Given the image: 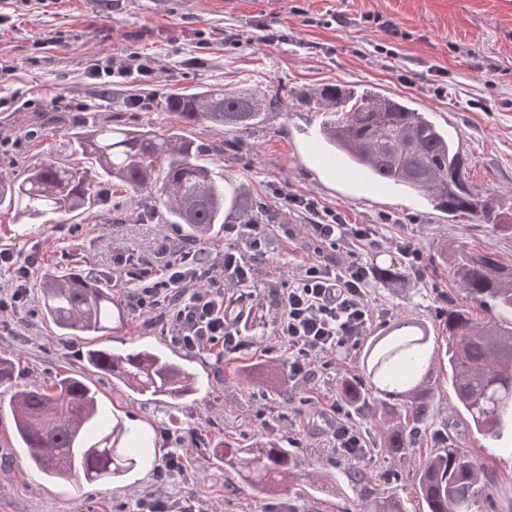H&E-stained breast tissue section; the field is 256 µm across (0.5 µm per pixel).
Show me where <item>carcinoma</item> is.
Segmentation results:
<instances>
[{
  "label": "carcinoma",
  "instance_id": "cac0c4a2",
  "mask_svg": "<svg viewBox=\"0 0 512 512\" xmlns=\"http://www.w3.org/2000/svg\"><path fill=\"white\" fill-rule=\"evenodd\" d=\"M313 99L304 98L309 105ZM325 109L324 140L360 172L381 184H397L423 193L433 207L453 215L466 213L481 224L499 223V203L469 181L467 159L460 147L433 123L428 113L369 86H328L315 102ZM161 112L176 114L185 127L210 123L246 131L267 112L280 108L277 95L251 91L226 92L218 86H197L169 92L154 100ZM69 135L74 152L88 166L48 160L22 180L0 178V206L7 205L30 224L51 216L66 224L76 212L100 204L103 186L139 199L137 211L124 222L151 220L178 228L201 240L224 231V173L199 161L214 147L198 143L185 131L166 135L124 122H73ZM243 224H258L261 206L245 198L236 203ZM455 279L467 298L490 312L481 323L469 310L448 303L442 311L448 346L427 348L428 333L415 321L401 320L369 346V379L340 382L341 397L356 411L370 404L372 380L388 426L383 451L403 456L425 433L434 442L431 457L419 470L417 490L424 512H474L480 499L495 493L486 469L456 444L452 424L431 427L438 388L437 373L450 370L466 425L476 433L500 439L512 428V267L490 255L455 248L450 253ZM41 315L63 336L110 333L122 311L98 277L87 271L46 270L36 298ZM86 363L139 395L182 400L198 390V375L188 362L137 340L122 351L90 349ZM18 365L0 357V386L11 391L9 406L15 434L30 465L52 482L82 477L88 483L116 482L133 469L147 448L149 436L103 413L98 392L81 375H66L51 385L17 382ZM212 456L225 466L246 472L245 482L258 495L279 492L294 498L297 462L282 442L268 438L251 446L230 448L220 439ZM361 484L365 512H408L395 496H372Z\"/></svg>",
  "mask_w": 512,
  "mask_h": 512
}]
</instances>
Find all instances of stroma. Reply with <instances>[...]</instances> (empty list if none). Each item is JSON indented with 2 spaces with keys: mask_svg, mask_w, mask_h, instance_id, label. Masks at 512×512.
Listing matches in <instances>:
<instances>
[{
  "mask_svg": "<svg viewBox=\"0 0 512 512\" xmlns=\"http://www.w3.org/2000/svg\"><path fill=\"white\" fill-rule=\"evenodd\" d=\"M0 14L9 18L0 26V138L10 142L0 149V175L9 178L49 159L78 161L66 132L72 113L59 108L62 100L92 106V119L127 120L160 133L178 127L174 114L128 113L126 101L180 85H218L275 93L282 103L246 133L206 123L188 130L197 142L224 146V153H206L205 162L223 169L235 196L264 203L270 225L267 252L255 261L256 285L237 302L245 315L246 345L234 354L218 345L196 352L203 386L192 399L150 401L88 373L83 355L92 347L117 349L136 338L168 355L179 351L157 313L131 310L134 286L112 258L153 257L165 240L173 258L195 253L219 265L225 248L245 251L244 240L220 235L187 242L171 226L115 223V207L134 206L119 190L66 224L26 226L14 211L0 208V250L34 261L30 296L0 313V356L15 358L26 381L48 384L64 374H87L106 413L152 438L148 453L121 482L51 483L31 467L8 408L0 407V512H137L150 490L194 497L204 512H288L287 496L244 491L234 471L216 464L206 448L214 438L237 444L283 440L301 462L299 512H358L360 492L350 481L355 467L373 492L398 496L408 512H420L415 475L432 452L429 438L407 458L388 457L377 449L384 432L378 410L355 413L337 384L368 376L367 346L388 324L419 321L442 347L447 337L441 311L447 303L465 306L478 321L488 319L467 300L445 250L463 247L512 263V0H0ZM133 52L153 59L157 82L120 79L103 85L86 78L92 60L120 64ZM336 85H370L428 112L460 143L471 182L509 203L500 223L444 214L416 192H380L368 181L348 182L321 169L307 145L325 114L301 99ZM32 126L39 127L38 137H28ZM280 190L342 211L348 223L371 225L377 240L373 246L350 238L341 242L340 260L358 261L373 272L371 319L362 336L338 347L304 383L288 379L290 350L275 334L276 310L267 298L269 289L286 287L296 277L312 248L305 216L280 205ZM403 242L420 250V268L399 253ZM49 267L97 274L125 310L122 326L105 336L60 335L35 305L34 293ZM384 268L394 269V278H378ZM334 419L360 434V460L338 452L325 429ZM459 443L498 487L483 512H512V457L467 429ZM173 450L182 456V470L158 483L155 472ZM322 471L335 476L336 492H310V480ZM389 472L398 473V480L384 482Z\"/></svg>",
  "mask_w": 512,
  "mask_h": 512,
  "instance_id": "1",
  "label": "stroma"
}]
</instances>
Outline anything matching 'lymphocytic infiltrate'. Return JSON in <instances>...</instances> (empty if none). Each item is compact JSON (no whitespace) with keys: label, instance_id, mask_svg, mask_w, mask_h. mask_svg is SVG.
Returning <instances> with one entry per match:
<instances>
[{"label":"lymphocytic infiltrate","instance_id":"1","mask_svg":"<svg viewBox=\"0 0 512 512\" xmlns=\"http://www.w3.org/2000/svg\"><path fill=\"white\" fill-rule=\"evenodd\" d=\"M281 200L286 208L307 215L308 236L316 245L291 284L271 292L276 334L292 350L288 376L291 381L305 382L313 376L316 362L361 336L369 323L370 271L356 261L336 260L334 252L343 238L368 243L373 233L369 225L347 223L341 212L321 207L313 198L285 194ZM169 252L165 244L154 261L130 263L119 258L129 280L137 284L130 297L132 309L161 311L173 341L187 351L214 344L228 353L241 350V316L234 312L227 292L253 286V265L233 249L225 251L220 271L185 256L171 261Z\"/></svg>","mask_w":512,"mask_h":512}]
</instances>
